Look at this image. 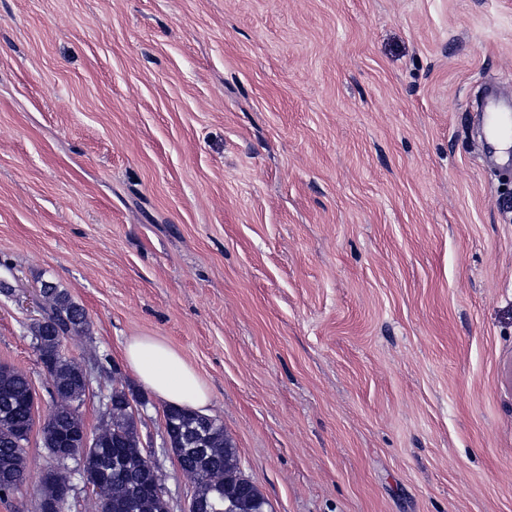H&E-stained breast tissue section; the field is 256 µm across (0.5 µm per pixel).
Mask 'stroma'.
I'll return each instance as SVG.
<instances>
[{
  "label": "stroma",
  "instance_id": "stroma-1",
  "mask_svg": "<svg viewBox=\"0 0 512 512\" xmlns=\"http://www.w3.org/2000/svg\"><path fill=\"white\" fill-rule=\"evenodd\" d=\"M512 0H0V364L86 309L87 429L134 336L206 381L273 512H512V177L471 110ZM54 465L0 512H39Z\"/></svg>",
  "mask_w": 512,
  "mask_h": 512
}]
</instances>
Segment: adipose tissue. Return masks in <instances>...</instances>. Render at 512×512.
I'll return each mask as SVG.
<instances>
[{
  "label": "adipose tissue",
  "instance_id": "1",
  "mask_svg": "<svg viewBox=\"0 0 512 512\" xmlns=\"http://www.w3.org/2000/svg\"><path fill=\"white\" fill-rule=\"evenodd\" d=\"M123 356L139 381L164 403L199 413L209 405L204 379L166 342L135 336L125 344Z\"/></svg>",
  "mask_w": 512,
  "mask_h": 512
}]
</instances>
